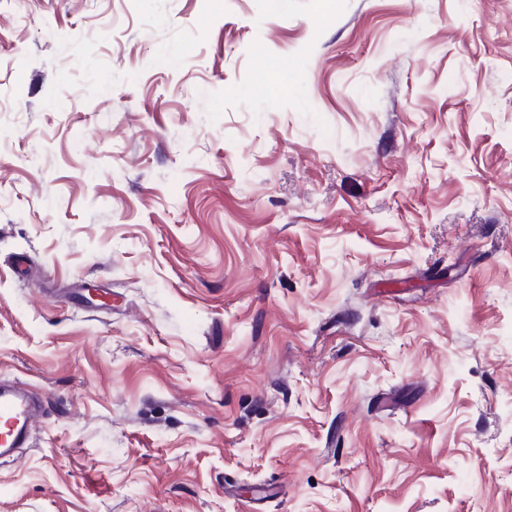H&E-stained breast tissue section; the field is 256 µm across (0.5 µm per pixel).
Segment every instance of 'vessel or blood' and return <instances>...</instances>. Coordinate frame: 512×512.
I'll return each mask as SVG.
<instances>
[{"label":"vessel or blood","instance_id":"obj_1","mask_svg":"<svg viewBox=\"0 0 512 512\" xmlns=\"http://www.w3.org/2000/svg\"><path fill=\"white\" fill-rule=\"evenodd\" d=\"M40 397L23 383L0 382V464L10 463L24 447L36 422Z\"/></svg>","mask_w":512,"mask_h":512}]
</instances>
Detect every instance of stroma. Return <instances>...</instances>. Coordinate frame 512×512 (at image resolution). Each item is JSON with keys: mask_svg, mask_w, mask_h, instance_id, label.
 <instances>
[{"mask_svg": "<svg viewBox=\"0 0 512 512\" xmlns=\"http://www.w3.org/2000/svg\"><path fill=\"white\" fill-rule=\"evenodd\" d=\"M13 378L0 512H512V0H0ZM41 398L23 383L0 382V464H8L16 448L29 442Z\"/></svg>", "mask_w": 512, "mask_h": 512, "instance_id": "35a3bbf8", "label": "stroma"}]
</instances>
